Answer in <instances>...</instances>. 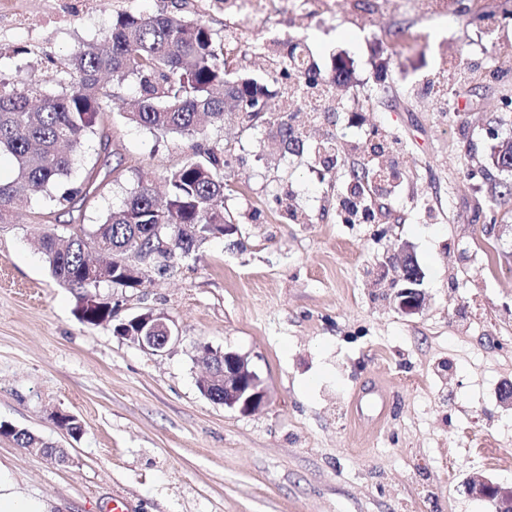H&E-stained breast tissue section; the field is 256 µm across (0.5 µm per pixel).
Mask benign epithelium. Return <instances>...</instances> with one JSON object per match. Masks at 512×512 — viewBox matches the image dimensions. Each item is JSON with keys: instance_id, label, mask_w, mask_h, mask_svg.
Instances as JSON below:
<instances>
[{"instance_id": "benign-epithelium-1", "label": "benign epithelium", "mask_w": 512, "mask_h": 512, "mask_svg": "<svg viewBox=\"0 0 512 512\" xmlns=\"http://www.w3.org/2000/svg\"><path fill=\"white\" fill-rule=\"evenodd\" d=\"M493 165L500 170L512 168L511 145L503 143L498 146ZM391 264L398 273L394 283L398 311L406 315L420 313L424 306V296L419 289L422 273L410 249L401 248L392 257ZM132 323L138 330L128 340L143 348L161 352L177 340L172 320L163 313H140L134 316ZM207 387L222 390L221 404L243 414L257 410L266 400V391L258 374L251 369L245 356L231 350L224 351V364L211 368ZM464 488L469 496L492 502L496 512H512V487L504 488L474 472L467 477Z\"/></svg>"}]
</instances>
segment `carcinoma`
Here are the masks:
<instances>
[{
    "label": "carcinoma",
    "mask_w": 512,
    "mask_h": 512,
    "mask_svg": "<svg viewBox=\"0 0 512 512\" xmlns=\"http://www.w3.org/2000/svg\"><path fill=\"white\" fill-rule=\"evenodd\" d=\"M170 12L135 16L122 14L98 44H84L67 59H46L67 84L56 94L42 82L25 79L0 91V156H8L15 177L0 181V223H12L14 204L44 193L56 210L75 211L78 201L97 190L96 175L78 185L67 183L78 151L103 117L105 93L101 78L138 82L139 98L126 118L153 131L200 134L199 120L207 116L224 121L228 102H240L246 128L270 122L260 107L267 94L250 78H230L232 69L217 47L216 33L200 18ZM274 122L284 150H302L304 141L283 113ZM224 151L211 148L203 161L191 160L170 170L168 198L157 205L148 178L140 176L138 189L124 206L110 213L89 234L62 239L44 231L39 244L53 278L62 286L80 288L78 312L82 322L119 331L112 322L108 299L90 289L102 284L136 288L140 282L112 278V262L98 263L106 252L125 261L144 258L163 237L172 241L164 260L187 257L206 240L224 235Z\"/></svg>",
    "instance_id": "1"
}]
</instances>
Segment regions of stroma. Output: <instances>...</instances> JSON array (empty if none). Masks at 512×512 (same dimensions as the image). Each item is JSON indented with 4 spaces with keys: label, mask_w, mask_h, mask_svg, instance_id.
Segmentation results:
<instances>
[{
    "label": "stroma",
    "mask_w": 512,
    "mask_h": 512,
    "mask_svg": "<svg viewBox=\"0 0 512 512\" xmlns=\"http://www.w3.org/2000/svg\"><path fill=\"white\" fill-rule=\"evenodd\" d=\"M173 0H99L95 14L0 37V82L50 75L99 42L121 14L152 15ZM185 16L250 31L231 50L239 73L268 85L270 113L285 110L254 46L287 28L288 0L263 20L225 13L224 0H186ZM428 45L404 47L410 33ZM303 35L323 78L336 56L352 70L332 86L327 116L302 114L306 150H280L275 126L237 118L204 135L154 132L125 114L138 84L106 80L109 151L84 142L70 182L103 173L82 225L50 211L45 194L0 224V422L64 448L69 464L0 436V472L49 512H107L113 494L135 512H494L464 490L481 471L512 487V410L498 401L512 380V171L492 165L512 139V74L495 64L479 26L434 23L421 0L380 11L360 30L350 0ZM465 59V84L434 94L442 57ZM339 141L336 166L310 147ZM231 151L224 210L238 234L213 238L141 286H100L115 316L154 310L177 342L155 352L81 322L76 290L51 277L38 235L91 230L118 209L140 173L161 175L206 149ZM373 172L368 219L347 220L354 169ZM410 246L425 304L392 303L391 257ZM245 356L267 403L240 413L204 397L200 345ZM74 415L78 437L54 413Z\"/></svg>",
    "instance_id": "1"
}]
</instances>
